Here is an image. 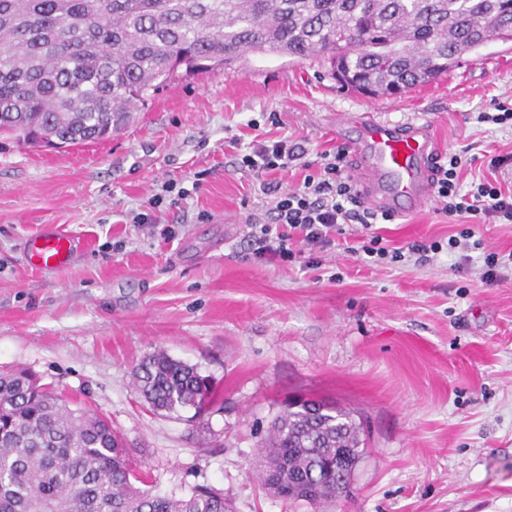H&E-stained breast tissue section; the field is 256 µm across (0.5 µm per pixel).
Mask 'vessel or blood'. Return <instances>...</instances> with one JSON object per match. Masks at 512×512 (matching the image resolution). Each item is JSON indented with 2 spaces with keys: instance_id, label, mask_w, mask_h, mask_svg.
Segmentation results:
<instances>
[{
  "instance_id": "b4317fda",
  "label": "vessel or blood",
  "mask_w": 512,
  "mask_h": 512,
  "mask_svg": "<svg viewBox=\"0 0 512 512\" xmlns=\"http://www.w3.org/2000/svg\"><path fill=\"white\" fill-rule=\"evenodd\" d=\"M351 122L358 137L347 147L366 201L396 217L424 204L431 195V167L438 153L432 122H391L373 112L358 114ZM26 257L32 268L54 271L74 261L76 246L48 225L27 240Z\"/></svg>"
}]
</instances>
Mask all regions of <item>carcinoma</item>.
Returning <instances> with one entry per match:
<instances>
[{"label":"carcinoma","instance_id":"1","mask_svg":"<svg viewBox=\"0 0 512 512\" xmlns=\"http://www.w3.org/2000/svg\"><path fill=\"white\" fill-rule=\"evenodd\" d=\"M512 20V0H0V135L77 145L121 131L178 70L209 72L248 54L322 57L345 86L391 94L434 83ZM155 412L201 415L211 381L163 351L134 373ZM362 427L319 400L288 405L256 462L264 490L311 505L340 495L324 464L360 458ZM106 419L73 409L36 375L0 373V512H232L197 484L145 488Z\"/></svg>","mask_w":512,"mask_h":512}]
</instances>
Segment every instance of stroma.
I'll list each match as a JSON object with an SVG mask.
<instances>
[{
    "label": "stroma",
    "instance_id": "35a3bbf8",
    "mask_svg": "<svg viewBox=\"0 0 512 512\" xmlns=\"http://www.w3.org/2000/svg\"><path fill=\"white\" fill-rule=\"evenodd\" d=\"M329 70L251 54L177 72L112 138L0 144V371L30 369L105 417L157 490L206 484L234 512H512V274L484 281L476 250L461 273L443 253L373 265L353 251L359 225L320 252V269L258 259L246 218L265 196L240 165L281 139L318 161L352 135L329 114L376 110L429 117L440 157L462 158L461 184L510 191L512 127L477 116L512 105V43L398 97L338 88ZM496 156L506 165L490 167ZM465 223L512 252V223L447 217L433 201L375 230L404 247ZM46 224L85 245L53 272L22 250ZM157 351L210 376L201 418L144 405L132 372ZM308 398L350 412L365 443L350 491L314 507L268 494L252 467L270 422Z\"/></svg>",
    "mask_w": 512,
    "mask_h": 512
}]
</instances>
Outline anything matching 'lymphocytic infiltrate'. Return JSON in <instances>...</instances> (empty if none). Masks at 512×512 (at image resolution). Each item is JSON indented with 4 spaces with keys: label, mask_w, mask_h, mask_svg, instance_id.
<instances>
[{
    "label": "lymphocytic infiltrate",
    "mask_w": 512,
    "mask_h": 512,
    "mask_svg": "<svg viewBox=\"0 0 512 512\" xmlns=\"http://www.w3.org/2000/svg\"><path fill=\"white\" fill-rule=\"evenodd\" d=\"M307 151L303 145L284 140L261 141L243 155V166L259 175L288 169L290 163L303 159ZM345 149L324 153L320 156L319 170L306 175L300 187L282 188L275 181L263 184V192L270 196L266 220L249 217L250 228L256 229L255 254L265 260L291 261L295 258V246L321 250L335 243L350 224L371 228L378 221L388 220V213H379L365 207L360 194L344 174ZM461 158L449 155L447 163L436 165L432 178L433 194L440 210L448 216L471 214L512 223V193H503L493 183L480 181L462 190L458 168ZM473 236L471 228H463L459 236L448 241H416L408 248H388L381 235L370 236L362 245L363 253L373 264L394 263L402 260L405 253L429 255L440 252L457 254L454 270H461L470 260L464 240Z\"/></svg>",
    "instance_id": "f902f5d3"
}]
</instances>
